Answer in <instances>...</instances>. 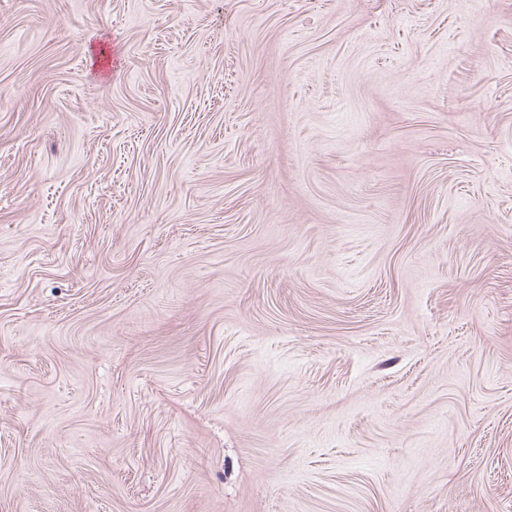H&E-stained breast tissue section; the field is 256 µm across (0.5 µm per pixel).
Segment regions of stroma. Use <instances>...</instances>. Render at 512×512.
<instances>
[{"label":"stroma","instance_id":"obj_1","mask_svg":"<svg viewBox=\"0 0 512 512\" xmlns=\"http://www.w3.org/2000/svg\"><path fill=\"white\" fill-rule=\"evenodd\" d=\"M0 512H512V0H0Z\"/></svg>","mask_w":512,"mask_h":512}]
</instances>
